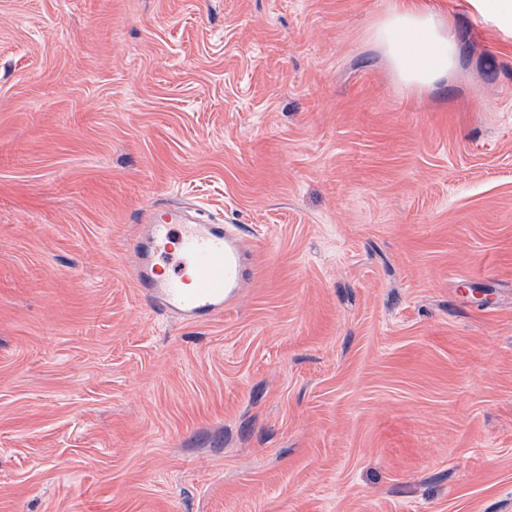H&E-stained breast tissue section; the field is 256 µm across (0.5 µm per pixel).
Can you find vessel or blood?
Segmentation results:
<instances>
[{"instance_id":"obj_1","label":"vessel or blood","mask_w":512,"mask_h":512,"mask_svg":"<svg viewBox=\"0 0 512 512\" xmlns=\"http://www.w3.org/2000/svg\"><path fill=\"white\" fill-rule=\"evenodd\" d=\"M145 233L132 247L131 265L143 299L185 322L223 316L241 298L254 268L252 244L232 224H200L180 208L151 206L139 216ZM178 255L174 272L163 266Z\"/></svg>"}]
</instances>
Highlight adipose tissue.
<instances>
[{
    "label": "adipose tissue",
    "instance_id": "1",
    "mask_svg": "<svg viewBox=\"0 0 512 512\" xmlns=\"http://www.w3.org/2000/svg\"><path fill=\"white\" fill-rule=\"evenodd\" d=\"M466 7L512 47V0H465ZM448 21L433 11L395 0L372 26L371 38L382 48L400 79L408 86L432 89L460 67L456 40Z\"/></svg>",
    "mask_w": 512,
    "mask_h": 512
}]
</instances>
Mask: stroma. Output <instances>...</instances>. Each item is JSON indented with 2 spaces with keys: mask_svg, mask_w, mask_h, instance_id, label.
Returning <instances> with one entry per match:
<instances>
[{
  "mask_svg": "<svg viewBox=\"0 0 512 512\" xmlns=\"http://www.w3.org/2000/svg\"><path fill=\"white\" fill-rule=\"evenodd\" d=\"M392 2L0 0V512H512V49L418 0L407 88ZM151 202L253 234L224 317L143 301ZM448 28L438 13L398 0L373 24L370 34L406 85L433 89L460 67L457 42Z\"/></svg>",
  "mask_w": 512,
  "mask_h": 512,
  "instance_id": "35a3bbf8",
  "label": "stroma"
}]
</instances>
